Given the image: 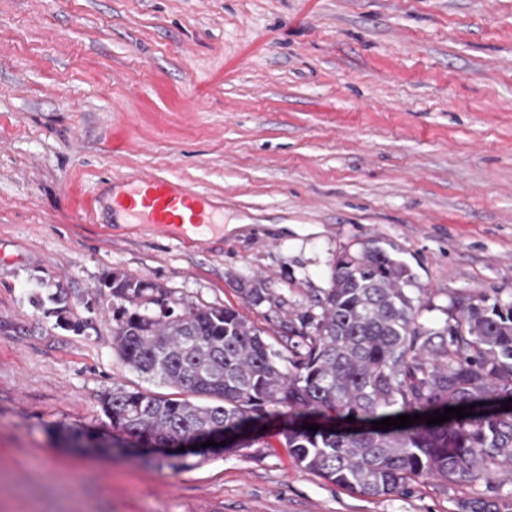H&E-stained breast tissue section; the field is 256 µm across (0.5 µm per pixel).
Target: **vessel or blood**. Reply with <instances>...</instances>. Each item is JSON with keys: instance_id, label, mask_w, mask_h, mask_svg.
Returning a JSON list of instances; mask_svg holds the SVG:
<instances>
[{"instance_id": "1", "label": "vessel or blood", "mask_w": 512, "mask_h": 512, "mask_svg": "<svg viewBox=\"0 0 512 512\" xmlns=\"http://www.w3.org/2000/svg\"><path fill=\"white\" fill-rule=\"evenodd\" d=\"M95 206L143 224L154 234L189 242L202 229L224 228V214L209 196L187 191L177 181L163 176L145 175L115 185L94 201Z\"/></svg>"}]
</instances>
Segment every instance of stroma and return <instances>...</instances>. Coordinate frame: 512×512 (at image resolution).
Instances as JSON below:
<instances>
[{
    "label": "stroma",
    "mask_w": 512,
    "mask_h": 512,
    "mask_svg": "<svg viewBox=\"0 0 512 512\" xmlns=\"http://www.w3.org/2000/svg\"><path fill=\"white\" fill-rule=\"evenodd\" d=\"M144 175L207 193L223 234L84 211ZM371 239L414 271L425 325L512 300V0H0V512H458L484 483L368 497L274 435L176 470L56 434L148 386L112 351L107 274L234 309L284 353L282 320L318 315ZM59 291L81 332L32 302Z\"/></svg>",
    "instance_id": "obj_1"
}]
</instances>
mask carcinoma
Returning a JSON list of instances; mask_svg holds the SVG:
<instances>
[{"label": "carcinoma", "instance_id": "cac0c4a2", "mask_svg": "<svg viewBox=\"0 0 512 512\" xmlns=\"http://www.w3.org/2000/svg\"><path fill=\"white\" fill-rule=\"evenodd\" d=\"M109 277L112 287L97 288L96 299L112 313L113 352L169 392L113 387L99 399L112 434L81 430L69 446L144 443L178 467L194 437L249 444L277 422L294 462L341 488L381 497L419 478L482 481L491 493L460 500L458 512H512V497L493 486L512 472V301L458 298L442 326L426 327L411 268L370 240L336 258L317 316H300L298 328L288 320L299 341L286 358L233 309L199 306L123 272ZM471 404V416L426 424L434 412ZM416 413L422 419L411 426L372 429Z\"/></svg>", "mask_w": 512, "mask_h": 512}]
</instances>
